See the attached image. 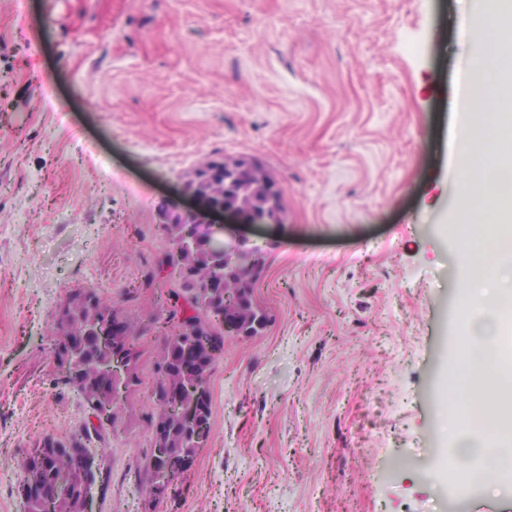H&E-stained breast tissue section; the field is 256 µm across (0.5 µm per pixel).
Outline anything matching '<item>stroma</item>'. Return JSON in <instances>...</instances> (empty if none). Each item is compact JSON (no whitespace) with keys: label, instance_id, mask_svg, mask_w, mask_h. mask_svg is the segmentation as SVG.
<instances>
[{"label":"stroma","instance_id":"1","mask_svg":"<svg viewBox=\"0 0 512 512\" xmlns=\"http://www.w3.org/2000/svg\"><path fill=\"white\" fill-rule=\"evenodd\" d=\"M489 0H0V512L22 461L91 425L53 384L69 291L115 301L141 386L91 452L96 512H512V475L449 499L448 374L469 337L460 75ZM259 162L265 329L228 336L211 433L168 499L139 477L164 338L143 284L203 158Z\"/></svg>","mask_w":512,"mask_h":512}]
</instances>
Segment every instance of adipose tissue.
<instances>
[{"mask_svg": "<svg viewBox=\"0 0 512 512\" xmlns=\"http://www.w3.org/2000/svg\"><path fill=\"white\" fill-rule=\"evenodd\" d=\"M477 37L483 48L469 67L487 82L492 109L476 115L466 131L475 176L485 154L502 157L505 140L512 138V63L504 61L506 47H512V0H493ZM457 234L477 274L462 298L474 314L468 351L449 378L448 405L460 425L446 458L467 485L481 487L491 473L512 471V364L498 355L493 339L504 323L512 274V184L503 183L484 205L467 207Z\"/></svg>", "mask_w": 512, "mask_h": 512, "instance_id": "ef3b65f1", "label": "adipose tissue"}]
</instances>
